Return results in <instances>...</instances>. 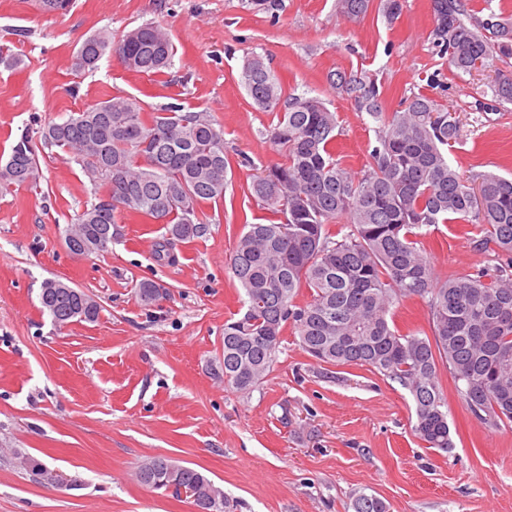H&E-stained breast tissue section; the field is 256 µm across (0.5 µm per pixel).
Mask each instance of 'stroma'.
Segmentation results:
<instances>
[{
    "mask_svg": "<svg viewBox=\"0 0 512 512\" xmlns=\"http://www.w3.org/2000/svg\"><path fill=\"white\" fill-rule=\"evenodd\" d=\"M275 13L247 0H74L46 15L37 0H0V158L21 131L60 121L120 94L159 108L207 112L224 128L232 176L223 202L203 205L209 230L159 261L163 224L125 217L105 251L77 257L64 229L93 200L79 165L43 150L37 183L0 191V512H193L188 499L140 485L141 461L157 455L220 485L234 512H352L354 494L383 498L390 512H512V428L470 413L450 373L453 446L427 447L414 406L396 382L362 367L317 364L285 327L276 363L248 393L224 383V323L243 312L229 259L244 223L273 219L250 198L257 167L281 161L269 139L274 114L239 81L245 56H267L284 93L322 98L338 118L336 153L354 170L369 162L375 124L327 77L365 71L382 86L385 111L414 94L460 122L448 153L464 174H512V105L482 112L494 68H450L429 36L431 0H402L390 21L370 4L356 20L336 0H278ZM168 28L176 55L159 74L102 59L77 70L80 44L103 28ZM472 224H439L420 241L438 275L493 268ZM91 295L96 321L54 327L40 309L44 279ZM160 286L142 304L140 282ZM30 457L63 472L44 483L20 467Z\"/></svg>",
    "mask_w": 512,
    "mask_h": 512,
    "instance_id": "35a3bbf8",
    "label": "stroma"
}]
</instances>
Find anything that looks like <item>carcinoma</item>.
<instances>
[{"instance_id":"cac0c4a2","label":"carcinoma","mask_w":512,"mask_h":512,"mask_svg":"<svg viewBox=\"0 0 512 512\" xmlns=\"http://www.w3.org/2000/svg\"><path fill=\"white\" fill-rule=\"evenodd\" d=\"M369 5L336 0L338 13L350 20ZM432 10V45L448 66L469 73L512 58V20L493 11L474 20L465 0H432ZM107 55L119 56L129 70L157 74L173 65L174 47L159 24L118 37L105 28L81 43L75 66L93 71ZM241 79L258 109L277 117L270 139L286 162L257 172L248 187L278 221L244 225L230 259L245 310L224 324V383L240 392L256 387L273 368L289 323L318 363L366 367L399 383L414 405V430L431 448L452 447L442 365L473 415L512 427V177L483 174L471 187L448 160L459 121L420 94L383 111L380 86L365 72L329 75L341 97L378 123L369 166L359 173L333 151L336 112L321 98L284 94L269 59L257 53L245 59ZM490 90L492 102L512 104V71H498ZM41 146L65 151L94 188L95 201L65 229L67 236L95 239L80 256L106 249L126 213L168 226L169 237L155 249L162 260L174 241L206 235L201 207L223 201L229 184L223 127L205 112H185L174 103L148 111L114 95L35 132L26 129L0 163V186L37 183ZM216 168L223 173L219 180ZM455 222L486 231L476 248L494 245L498 274H436L417 237L424 227ZM335 223L348 228L339 239L327 229ZM302 287L311 300L300 306L295 299ZM412 297L429 310L425 336L403 334L391 323L394 303ZM40 303L58 328L93 322L100 311L90 295L68 284ZM137 477L151 490L174 495L180 486L197 488L195 512H230L220 486L164 456L144 460ZM351 507L388 512L381 498L365 491L355 494Z\"/></svg>"}]
</instances>
